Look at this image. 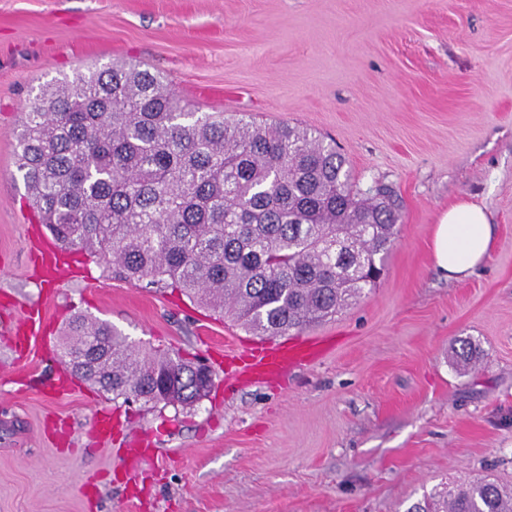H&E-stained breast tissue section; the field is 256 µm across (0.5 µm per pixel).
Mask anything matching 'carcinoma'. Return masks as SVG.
I'll return each instance as SVG.
<instances>
[{
	"instance_id": "obj_1",
	"label": "carcinoma",
	"mask_w": 512,
	"mask_h": 512,
	"mask_svg": "<svg viewBox=\"0 0 512 512\" xmlns=\"http://www.w3.org/2000/svg\"><path fill=\"white\" fill-rule=\"evenodd\" d=\"M17 167L64 249L97 257L261 336L332 319L380 278L400 204L365 196L348 161L307 128L191 112L166 76L134 62L58 79L32 97ZM71 371L112 400L160 403L157 384L193 359L141 353L76 314L61 343ZM486 476L434 490L407 512H512Z\"/></svg>"
}]
</instances>
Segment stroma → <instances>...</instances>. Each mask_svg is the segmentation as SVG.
<instances>
[{"mask_svg": "<svg viewBox=\"0 0 512 512\" xmlns=\"http://www.w3.org/2000/svg\"><path fill=\"white\" fill-rule=\"evenodd\" d=\"M121 60L162 71L189 109L316 130L360 188L400 198L375 287L306 328L327 340L318 359L228 381L261 342L230 319L85 254L70 255L65 285L42 280L22 112L39 87ZM461 198L494 235L454 280L431 241ZM3 296L40 304L48 342L17 364L0 341V512H404L449 481L512 486V0H0ZM77 313L215 370L194 409L121 407L156 451L136 484L85 438L111 401L81 380L52 390ZM462 338L480 350L467 367Z\"/></svg>", "mask_w": 512, "mask_h": 512, "instance_id": "stroma-1", "label": "stroma"}]
</instances>
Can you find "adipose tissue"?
Listing matches in <instances>:
<instances>
[{
	"label": "adipose tissue",
	"mask_w": 512,
	"mask_h": 512,
	"mask_svg": "<svg viewBox=\"0 0 512 512\" xmlns=\"http://www.w3.org/2000/svg\"><path fill=\"white\" fill-rule=\"evenodd\" d=\"M494 228L478 204L459 199L434 227L432 254L435 267L451 279L470 276L485 261Z\"/></svg>",
	"instance_id": "adipose-tissue-1"
}]
</instances>
